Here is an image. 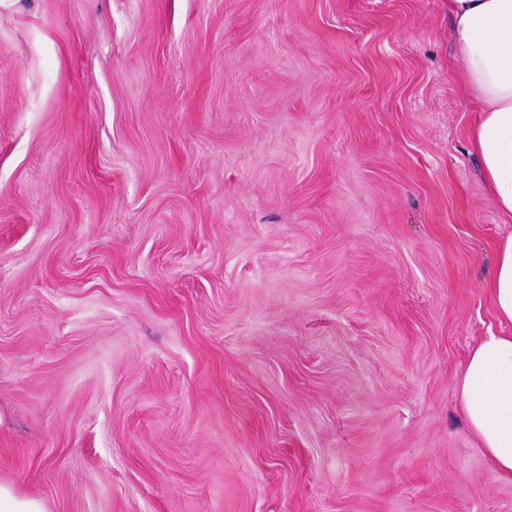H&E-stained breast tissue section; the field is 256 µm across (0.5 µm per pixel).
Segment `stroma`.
Returning <instances> with one entry per match:
<instances>
[{
    "label": "stroma",
    "instance_id": "1",
    "mask_svg": "<svg viewBox=\"0 0 512 512\" xmlns=\"http://www.w3.org/2000/svg\"><path fill=\"white\" fill-rule=\"evenodd\" d=\"M448 0H0V482L48 512H512L454 383L512 232Z\"/></svg>",
    "mask_w": 512,
    "mask_h": 512
}]
</instances>
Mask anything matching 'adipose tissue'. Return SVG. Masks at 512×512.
Instances as JSON below:
<instances>
[{"label":"adipose tissue","mask_w":512,"mask_h":512,"mask_svg":"<svg viewBox=\"0 0 512 512\" xmlns=\"http://www.w3.org/2000/svg\"><path fill=\"white\" fill-rule=\"evenodd\" d=\"M462 80L477 109L470 144L499 210L512 216V0H448ZM506 329L483 337L457 381L459 411L498 478L512 480V233L487 283Z\"/></svg>","instance_id":"ef3b65f1"}]
</instances>
